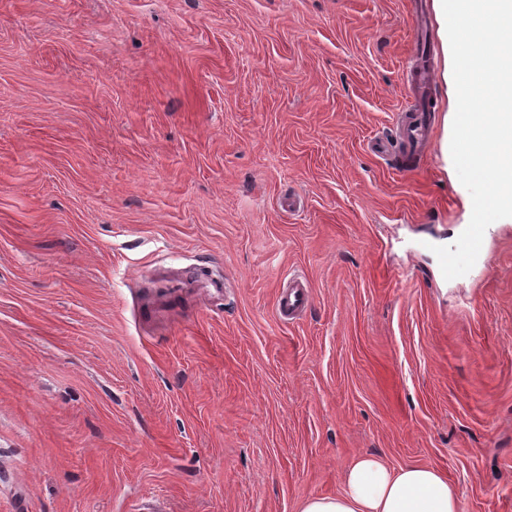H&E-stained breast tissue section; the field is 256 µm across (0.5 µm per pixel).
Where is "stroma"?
<instances>
[{"label":"stroma","mask_w":512,"mask_h":512,"mask_svg":"<svg viewBox=\"0 0 512 512\" xmlns=\"http://www.w3.org/2000/svg\"><path fill=\"white\" fill-rule=\"evenodd\" d=\"M455 110L441 0H0V512H299L366 453L512 512V222L432 251ZM413 78L411 79L413 90L416 95V111L419 112L415 115L412 123L406 129V136L409 142L415 146L421 147L425 145V136L427 133V112H421L423 103H427V89L429 83L433 80V69L430 67L426 70H414ZM308 284L300 276H291L288 285L279 288L275 310L282 321L294 320L308 302Z\"/></svg>","instance_id":"1"}]
</instances>
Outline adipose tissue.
Here are the masks:
<instances>
[{"instance_id":"ef3b65f1","label":"adipose tissue","mask_w":512,"mask_h":512,"mask_svg":"<svg viewBox=\"0 0 512 512\" xmlns=\"http://www.w3.org/2000/svg\"><path fill=\"white\" fill-rule=\"evenodd\" d=\"M300 512H459V492L440 469L390 467L378 454L358 456L342 493L305 500Z\"/></svg>"}]
</instances>
